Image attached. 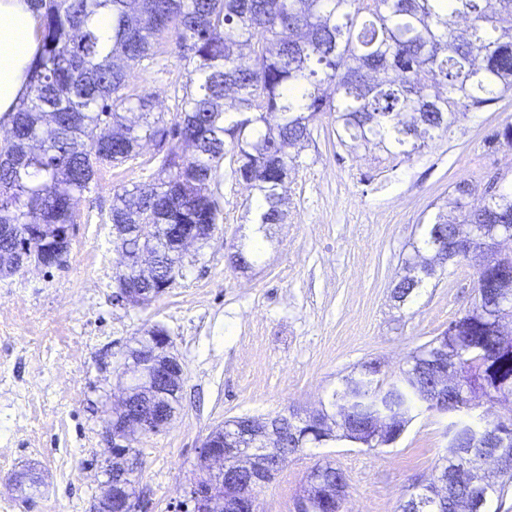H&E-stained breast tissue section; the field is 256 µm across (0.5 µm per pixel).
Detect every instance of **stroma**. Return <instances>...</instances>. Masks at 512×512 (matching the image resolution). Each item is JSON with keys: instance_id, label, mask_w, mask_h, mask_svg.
<instances>
[{"instance_id": "1", "label": "stroma", "mask_w": 512, "mask_h": 512, "mask_svg": "<svg viewBox=\"0 0 512 512\" xmlns=\"http://www.w3.org/2000/svg\"><path fill=\"white\" fill-rule=\"evenodd\" d=\"M153 51V67L135 68L129 90L154 95L169 120L188 75L171 35ZM510 121L507 96L463 113L451 133L411 158L377 159L349 152L332 116H319L288 186L287 217L265 227L267 247L244 271L227 254L248 236L255 193L233 177L225 155L213 238L188 246L182 275L144 306L112 300L124 258L107 216L115 190L156 174L155 151L145 142L134 162L101 167L74 201L64 262L0 276V512H93L107 479L106 414L130 381L129 349L153 329L170 336L184 376L171 423L135 444L143 512H185L199 448L225 421L307 415L372 360L382 377L396 378L475 298L476 264L465 261L397 302L403 262L455 182L512 179L504 162L512 148L488 142ZM498 412L486 403L448 414L421 408L391 446L303 449L258 490L259 510L294 512L311 467L330 459L347 479L342 512H398L444 455L449 426L479 425ZM22 472L33 482L9 487Z\"/></svg>"}]
</instances>
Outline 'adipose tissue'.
<instances>
[{"instance_id": "adipose-tissue-1", "label": "adipose tissue", "mask_w": 512, "mask_h": 512, "mask_svg": "<svg viewBox=\"0 0 512 512\" xmlns=\"http://www.w3.org/2000/svg\"><path fill=\"white\" fill-rule=\"evenodd\" d=\"M39 17L31 0H0V118L17 112L27 91V67L39 47Z\"/></svg>"}]
</instances>
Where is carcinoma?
Wrapping results in <instances>:
<instances>
[{
    "label": "carcinoma",
    "mask_w": 512,
    "mask_h": 512,
    "mask_svg": "<svg viewBox=\"0 0 512 512\" xmlns=\"http://www.w3.org/2000/svg\"><path fill=\"white\" fill-rule=\"evenodd\" d=\"M40 13V47L28 70L27 95L9 119L11 137L0 142V225L25 236L32 226L50 236L68 224L76 195L98 167L135 159L141 142L161 154L157 176L113 195L110 224H131L126 237L114 228L116 248L144 245L157 255L155 296L167 274L184 268V254L169 225H217L215 196L224 154L237 157L235 178L263 196L261 226L281 224L286 184L302 166L301 150L321 114L334 117L340 145L355 152L377 149L409 157L448 134L462 111L482 110L512 93V0H31ZM112 17V45L105 49L93 26L100 11ZM168 32L186 62L188 81L180 111L167 121L150 94H125L129 72L152 62L153 41ZM480 225L479 240L512 233V183L481 190L465 179L428 224L393 297L406 301L436 271L422 272L424 254L448 252L458 263L459 226ZM259 251L240 245L230 265L247 269ZM491 265L476 282L471 309L451 321L448 343L433 338L407 361L401 378L386 383L371 361L347 376L328 404L325 428L283 421L274 452L330 442L365 444L358 427L410 414L435 390V364L447 352L459 384L441 394L456 411L469 399H512V335L500 321L512 317V288L501 287L500 268L512 272V255L486 254ZM178 386L138 401L141 412H176ZM233 419L209 434L210 445L232 449L244 434L261 430L258 419ZM468 429L448 441L442 464L416 487L399 512H487L503 497L512 471L487 476ZM448 473L439 494L435 478ZM345 488L331 461L312 468L303 488L313 512H340L341 499L323 500L326 486Z\"/></svg>",
    "instance_id": "cac0c4a2"
}]
</instances>
